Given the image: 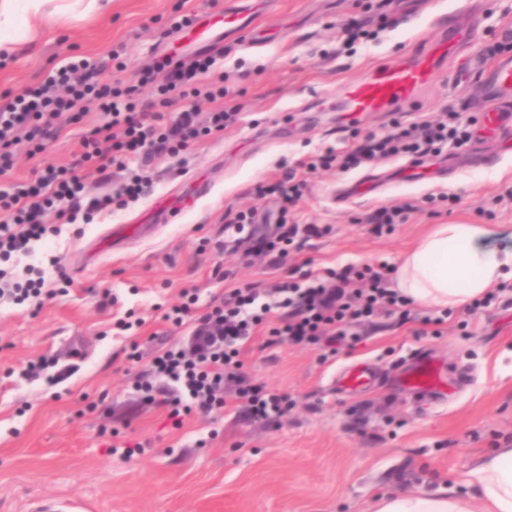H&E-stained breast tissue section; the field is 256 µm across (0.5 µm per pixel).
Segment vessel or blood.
Listing matches in <instances>:
<instances>
[{
  "mask_svg": "<svg viewBox=\"0 0 512 512\" xmlns=\"http://www.w3.org/2000/svg\"><path fill=\"white\" fill-rule=\"evenodd\" d=\"M220 22L221 30L209 36L210 42L218 45L222 44L224 36L246 27L243 13L236 9L224 11ZM462 51L456 39L445 37L435 49L420 51L410 61L379 67L346 88L341 108L351 113L402 108L413 102L428 85L439 59L457 58ZM480 79L486 99L504 106L512 101V59L505 58L485 68ZM342 381L351 390L365 391L372 388L375 376L368 367L360 364L346 370ZM398 381L415 393L429 396L437 392L439 376L431 358L422 353L400 372Z\"/></svg>",
  "mask_w": 512,
  "mask_h": 512,
  "instance_id": "b4317fda",
  "label": "vessel or blood"
}]
</instances>
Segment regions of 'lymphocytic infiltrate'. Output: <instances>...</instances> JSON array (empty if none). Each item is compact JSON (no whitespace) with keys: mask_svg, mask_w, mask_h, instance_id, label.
<instances>
[{"mask_svg":"<svg viewBox=\"0 0 512 512\" xmlns=\"http://www.w3.org/2000/svg\"><path fill=\"white\" fill-rule=\"evenodd\" d=\"M210 67V60L199 57L187 65L167 56L158 58L137 76L141 85L156 83L157 75L165 77L163 84H157V99L141 109L132 98V87L104 78L88 82L91 61L70 59L50 72L40 86L0 105V175L13 167L10 148L15 142H33L38 156L30 179L16 183L12 192L0 193V257L28 252L32 242L55 234V224L47 223V214L71 224L79 213L108 212L147 195L152 183L144 168L154 156L180 154L202 136L223 131L230 118L219 105L224 97L223 75H210V81L202 85L197 82L199 75L210 74ZM190 96L205 97L214 103V110L203 118L194 109L178 108L179 99ZM92 106L104 121L83 140L73 163L57 166L42 161L40 140L60 133L57 121L62 113H71L78 121ZM470 138L458 112L449 111L432 122L394 123L390 131L370 137L352 153L341 157L329 150L317 163L325 169L348 170L401 155L425 156L438 152L441 144L462 145ZM131 163L136 164V171L115 192L83 198L78 168L93 166L100 180L107 182L113 169ZM322 233L316 224L284 223L276 237L261 238L255 250L269 257L271 265L286 266L296 237L307 239ZM287 268V280L275 284L268 294L245 287L215 298L209 311L198 318L188 347L157 353L147 371L138 374L137 388L145 396H152L155 381L167 384L164 403L174 426H181L183 413L207 414L224 407V388L229 384L235 387L237 401L254 418L272 423L287 413V397L254 384L241 372L238 360L243 345L271 314L279 316L272 335L334 352L346 344L354 327L407 304L405 297L390 288L388 267L383 263L345 264L322 276L299 265Z\"/></svg>","mask_w":512,"mask_h":512,"instance_id":"f902f5d3","label":"lymphocytic infiltrate"}]
</instances>
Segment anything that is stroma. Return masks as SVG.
Masks as SVG:
<instances>
[{
	"mask_svg": "<svg viewBox=\"0 0 512 512\" xmlns=\"http://www.w3.org/2000/svg\"><path fill=\"white\" fill-rule=\"evenodd\" d=\"M180 6L205 22L238 6L251 26L214 51L171 28ZM373 8L397 25L344 46L342 24ZM450 16L469 32L473 54L512 45V0H111L101 11L31 22L0 56L1 103L72 56L97 59L108 80L126 82L162 54L208 53L234 115L186 154L156 158L152 190L139 201L61 225L31 256L0 261L22 280L26 267L61 260L44 295L0 302V512H32L40 499L69 501L71 512H371L383 494L464 490L479 458L512 442L511 283L472 313L411 304L408 317L380 315L359 326L353 348L329 356L259 332L240 360L246 375L288 397L272 425L251 419L229 385L226 407L191 413L176 428L133 379L191 331L164 318L184 291H195L202 314L227 289L265 290L283 278L267 261L244 257L228 226L238 212L256 211V235L275 233L280 215L325 227L289 257L319 274L347 263L396 265L436 224L512 231V140L483 132L484 102L475 82L459 80V62L440 64L417 103L398 112L336 109L349 83L413 57ZM450 109L476 134L428 155L432 178L405 179L404 157L348 173L307 170L324 151L346 154L393 121H432ZM290 169L307 182L295 206L257 195ZM178 201L186 204L181 220L160 223ZM406 203L415 207L406 223L371 233L372 213ZM131 315L142 326L122 329ZM133 342L137 362L128 358ZM421 353L444 367L441 395L394 382ZM44 356L49 366L25 375ZM357 364L377 370L380 385L337 390L338 372Z\"/></svg>",
	"mask_w": 512,
	"mask_h": 512,
	"instance_id": "35a3bbf8",
	"label": "stroma"
}]
</instances>
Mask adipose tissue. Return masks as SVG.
I'll list each match as a JSON object with an SVG mask.
<instances>
[{
  "instance_id": "obj_1",
  "label": "adipose tissue",
  "mask_w": 512,
  "mask_h": 512,
  "mask_svg": "<svg viewBox=\"0 0 512 512\" xmlns=\"http://www.w3.org/2000/svg\"><path fill=\"white\" fill-rule=\"evenodd\" d=\"M495 229L438 224L401 259L394 277L405 296L430 308H460L512 281V245L490 246ZM469 494L379 497L373 512H512V448H496L469 471Z\"/></svg>"
}]
</instances>
